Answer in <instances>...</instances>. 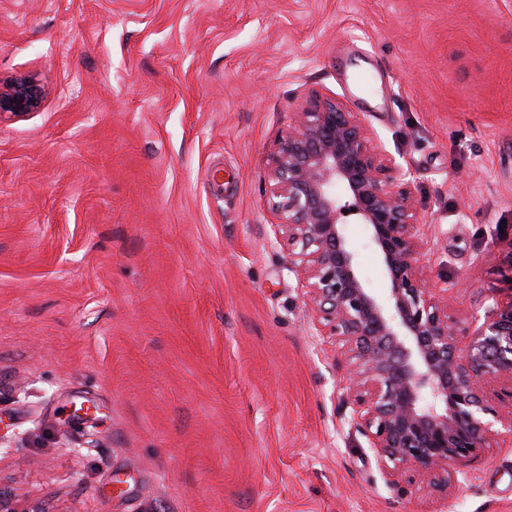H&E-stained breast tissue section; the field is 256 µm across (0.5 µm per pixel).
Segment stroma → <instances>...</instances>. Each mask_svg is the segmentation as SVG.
Segmentation results:
<instances>
[{
    "mask_svg": "<svg viewBox=\"0 0 512 512\" xmlns=\"http://www.w3.org/2000/svg\"><path fill=\"white\" fill-rule=\"evenodd\" d=\"M23 75L47 96L0 122V487L46 512H512L505 444L448 500L388 485L264 181L293 101L336 96L412 170L449 314L506 298L512 0H0V79Z\"/></svg>",
    "mask_w": 512,
    "mask_h": 512,
    "instance_id": "obj_1",
    "label": "stroma"
}]
</instances>
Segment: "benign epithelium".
<instances>
[{
    "label": "benign epithelium",
    "instance_id": "7a95c632",
    "mask_svg": "<svg viewBox=\"0 0 512 512\" xmlns=\"http://www.w3.org/2000/svg\"><path fill=\"white\" fill-rule=\"evenodd\" d=\"M45 97L32 76L0 80V122L39 111ZM411 177L358 113L318 93L293 105L265 172L290 269L320 335L334 337L347 368L342 419L367 438L397 490L414 483L446 500L491 440L512 446V419L488 418L485 396L501 383L512 399V280L508 297L484 317L463 326L448 316V281L423 275L430 240ZM350 217L366 227L365 247L386 279L383 296L358 275ZM0 512L42 510L0 489Z\"/></svg>",
    "mask_w": 512,
    "mask_h": 512
}]
</instances>
